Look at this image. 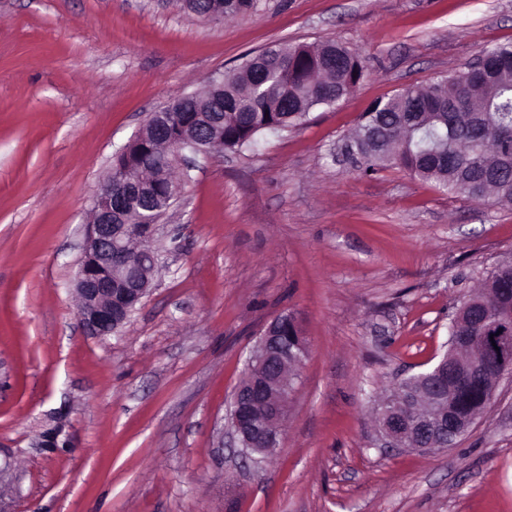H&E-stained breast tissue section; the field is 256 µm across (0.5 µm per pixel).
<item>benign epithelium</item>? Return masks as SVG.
<instances>
[{"label":"benign epithelium","instance_id":"1","mask_svg":"<svg viewBox=\"0 0 512 512\" xmlns=\"http://www.w3.org/2000/svg\"><path fill=\"white\" fill-rule=\"evenodd\" d=\"M121 207L110 190H97L83 245V254L75 281L78 296L77 318L86 333L107 336L116 333L130 314L151 291L150 271L158 265L154 246L155 226L143 230L135 224H118L114 217ZM475 303L463 302L456 317L452 340L459 349L472 351L466 363L468 379H473L479 364L491 362L497 375L512 374V306H505L495 323L482 328L484 336L476 342L471 336V318ZM297 322L274 317L261 331L247 361L244 379L231 400L229 434L242 452L252 450L264 461L274 455L282 439V420L288 397V369L297 367L302 355L290 359L283 351L288 328ZM446 354L436 368L427 372L431 387L419 398L416 408L417 440H412L406 421L393 408L379 412L377 448L419 451L452 448L471 427L461 419L454 405L445 402L443 385L437 381L439 369L452 362Z\"/></svg>","mask_w":512,"mask_h":512}]
</instances>
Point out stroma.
<instances>
[{"label":"stroma","mask_w":512,"mask_h":512,"mask_svg":"<svg viewBox=\"0 0 512 512\" xmlns=\"http://www.w3.org/2000/svg\"><path fill=\"white\" fill-rule=\"evenodd\" d=\"M326 40L365 78L197 158L153 291L118 334L87 335L73 282L114 154L244 55ZM507 42L512 0H257L223 22L178 0H0V512H512V376L453 448H377L372 417L512 257V207L338 158L373 102ZM285 312L308 352L257 470L222 433Z\"/></svg>","instance_id":"obj_1"}]
</instances>
